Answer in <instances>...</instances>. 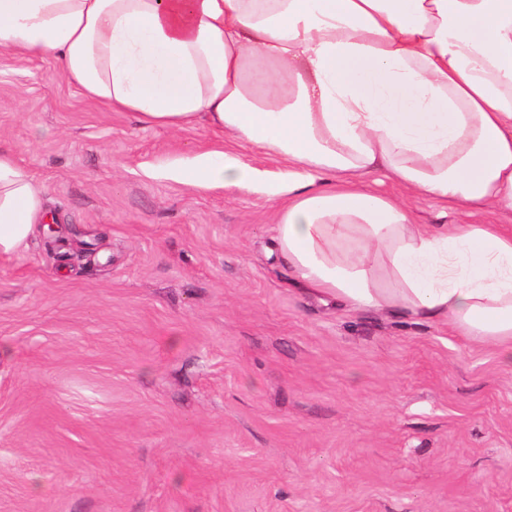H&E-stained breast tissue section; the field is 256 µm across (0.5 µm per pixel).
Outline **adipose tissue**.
Returning a JSON list of instances; mask_svg holds the SVG:
<instances>
[{
	"instance_id": "obj_1",
	"label": "adipose tissue",
	"mask_w": 512,
	"mask_h": 512,
	"mask_svg": "<svg viewBox=\"0 0 512 512\" xmlns=\"http://www.w3.org/2000/svg\"><path fill=\"white\" fill-rule=\"evenodd\" d=\"M0 48L140 123H206L287 161L274 179L221 150L175 176L278 207L276 246L310 295L439 318L512 366V0H0ZM401 195L371 189L370 175ZM449 204L417 223L409 200ZM45 218L0 149V255Z\"/></svg>"
}]
</instances>
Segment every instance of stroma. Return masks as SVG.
Here are the masks:
<instances>
[{"instance_id": "obj_1", "label": "stroma", "mask_w": 512, "mask_h": 512, "mask_svg": "<svg viewBox=\"0 0 512 512\" xmlns=\"http://www.w3.org/2000/svg\"><path fill=\"white\" fill-rule=\"evenodd\" d=\"M0 48V148L57 231L0 257V512H512V369L305 293L216 148Z\"/></svg>"}]
</instances>
